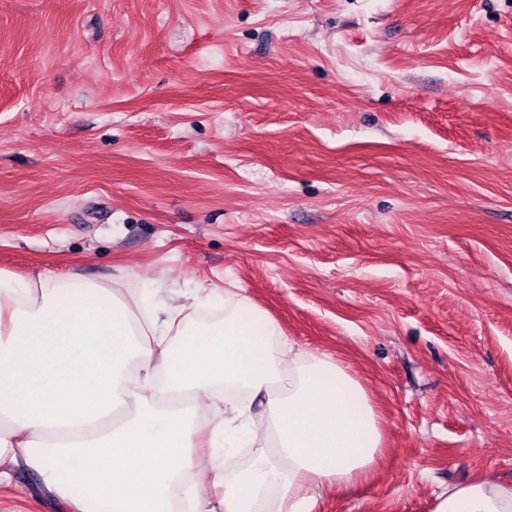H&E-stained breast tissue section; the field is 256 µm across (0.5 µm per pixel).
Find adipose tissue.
<instances>
[{
    "label": "adipose tissue",
    "instance_id": "1",
    "mask_svg": "<svg viewBox=\"0 0 512 512\" xmlns=\"http://www.w3.org/2000/svg\"><path fill=\"white\" fill-rule=\"evenodd\" d=\"M184 298L0 273V483L22 462L75 512H202L214 489L220 512H311L317 491L369 477L384 435L358 379L238 289ZM217 299L223 321L189 327ZM206 403L222 442L198 448ZM241 448L250 457L226 469ZM434 512H512V483L451 487Z\"/></svg>",
    "mask_w": 512,
    "mask_h": 512
}]
</instances>
